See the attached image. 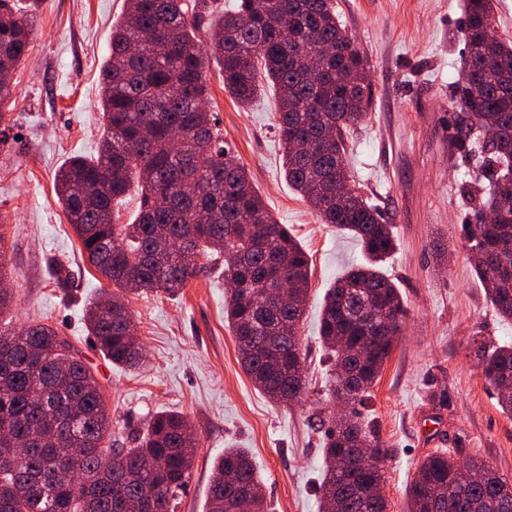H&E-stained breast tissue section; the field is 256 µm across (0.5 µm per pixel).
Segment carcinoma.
Wrapping results in <instances>:
<instances>
[{"instance_id": "cac0c4a2", "label": "carcinoma", "mask_w": 512, "mask_h": 512, "mask_svg": "<svg viewBox=\"0 0 512 512\" xmlns=\"http://www.w3.org/2000/svg\"><path fill=\"white\" fill-rule=\"evenodd\" d=\"M217 9L214 0H127L112 26L102 71L104 118L97 154L69 159L55 191L83 253L112 285L86 307L93 346L116 366L135 367L142 347L125 296L162 290L175 296L204 270L201 256L223 258L231 296L224 322L242 368L276 403L305 390L300 325L309 263L301 243L274 220L247 169L224 145L209 99L196 31ZM495 0H466L465 57L449 151L472 196L467 248L498 316L512 321V40L497 34ZM33 23L18 0H0V104L27 55ZM210 50L223 65L224 91L247 105L268 84L279 99L277 132L283 173L323 224L354 237L365 262L336 278L325 294L319 336L331 356V398L352 402L379 377L406 311L398 287L381 269L395 248L385 224L350 182L349 135L370 102L367 68L332 0H242L209 28ZM482 105L470 106L473 80ZM488 170L472 171L476 152ZM141 189L130 224H115V207ZM496 213L489 223L476 220ZM286 280L292 302L278 306L267 290ZM495 387L512 380V345L479 363ZM321 472L322 512H389L381 467L357 464L361 449L387 451L355 409L330 418ZM112 418L100 384L71 341L47 323L0 329V512H176L189 486L195 441L188 420L169 412L149 420L134 448H109ZM61 448H74L65 457ZM427 456L409 486L408 512H512V479L480 459ZM206 512H236L251 497L265 512L261 479L248 454L226 448L213 464Z\"/></svg>"}]
</instances>
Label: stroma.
Segmentation results:
<instances>
[{"instance_id":"35a3bbf8","label":"stroma","mask_w":512,"mask_h":512,"mask_svg":"<svg viewBox=\"0 0 512 512\" xmlns=\"http://www.w3.org/2000/svg\"><path fill=\"white\" fill-rule=\"evenodd\" d=\"M365 60L368 117L354 133L351 176L393 226L397 247L382 270L396 283L407 315L383 370L357 409L387 449L383 492L390 512H406L419 463L443 449L479 458L512 477V419L478 362L512 344V322L492 310L466 247L467 202L448 149L463 66L465 0H334ZM34 18L28 57L15 71L10 102L0 106V238L14 273L13 327L42 321L67 336L92 368L120 447H134L157 413L190 422L197 454L177 512H204L214 459L245 449L263 482L268 512H319L330 361L317 330L327 288L364 260L358 243L329 224L287 184L275 127L277 96L248 105L224 90L206 58L209 109L224 141L274 219L288 225L311 268L301 328L307 389L289 405L253 386L224 323L230 290L220 268L177 296H129L144 347L141 365L114 366L96 349L83 309L108 283L88 264L62 211L54 180L69 158L94 156L102 133L101 71L109 35L125 0H22ZM68 264V289L52 283L47 257Z\"/></svg>"}]
</instances>
